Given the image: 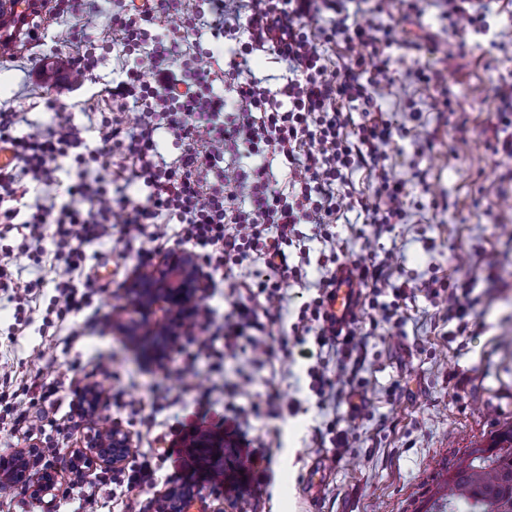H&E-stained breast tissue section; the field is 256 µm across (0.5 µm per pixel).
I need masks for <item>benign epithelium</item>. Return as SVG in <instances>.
<instances>
[{
    "instance_id": "1",
    "label": "benign epithelium",
    "mask_w": 512,
    "mask_h": 512,
    "mask_svg": "<svg viewBox=\"0 0 512 512\" xmlns=\"http://www.w3.org/2000/svg\"><path fill=\"white\" fill-rule=\"evenodd\" d=\"M131 298L127 316L114 322L135 344L151 338V347L143 352L152 365L162 360L164 346L174 341L180 318L188 314L198 293V259L187 248H175L146 273L133 275L127 285ZM131 448L130 435L119 428H95L87 435L86 450L67 456L66 464L76 470L91 471L96 466L118 467ZM0 483L24 486L35 496L54 492L56 470L47 468L39 474L30 472L27 457L0 456ZM198 492L191 488H173L164 499L166 512H188Z\"/></svg>"
}]
</instances>
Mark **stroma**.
<instances>
[{
    "mask_svg": "<svg viewBox=\"0 0 512 512\" xmlns=\"http://www.w3.org/2000/svg\"><path fill=\"white\" fill-rule=\"evenodd\" d=\"M114 0H98L102 34L95 43L54 42L57 30H79L78 14L53 16L49 36L31 50L0 57V112H22L29 126L46 129L54 109L68 110L82 142L95 146L96 132L111 100L105 89L118 67L110 17ZM409 13L406 0H349L360 25H394L396 42L380 47L391 57V83L375 89L369 103L345 104L354 136L367 114H383L393 126L385 145L391 182L404 186L402 223H372L354 200L378 204L368 169L350 170L349 197L332 227L335 243L304 239L291 246L302 263L303 283L279 278L261 260L211 272L203 268L197 306L209 308L207 327L187 318L175 348L143 368L112 325L117 309L130 303L126 282L135 270L133 249L120 232L84 243L82 274L102 288L88 313L46 321L55 294L53 244L40 264L20 258L22 281H40L36 299L17 310L0 291V375L13 383L55 380L59 394L33 431L36 447L51 455L31 457L39 471L58 470L55 494L43 497V512H76L77 500L60 495L75 482L90 486L98 512H154L168 490L201 491L192 512H426L436 499L438 472L466 449L485 446L512 424V157L501 150L512 125L498 94L512 84V0H490L482 32L453 26L448 0H422ZM88 69L77 77V57ZM440 71V83L414 78V71ZM388 257L391 280L407 286L399 327L382 320L390 290L366 300L354 325L360 362L346 370L338 392L320 395L319 378H335L343 358L335 344L318 346L299 327L301 311L319 295L329 259L354 263ZM281 279L279 317L260 334L275 354L255 361L250 349L228 348L224 327L248 287ZM439 279L451 294H432ZM239 282L230 292L229 282ZM469 306L465 319L448 312L449 296ZM209 343L195 371L177 372L180 347ZM98 392L94 413H85L79 393ZM276 398V416L255 415V406ZM205 418L214 449L206 475L190 473L191 448H168L182 426ZM127 431L132 450L155 469L153 486L126 491L102 483L99 471L80 473L64 459L82 449L92 426Z\"/></svg>",
    "mask_w": 512,
    "mask_h": 512,
    "instance_id": "obj_1",
    "label": "stroma"
}]
</instances>
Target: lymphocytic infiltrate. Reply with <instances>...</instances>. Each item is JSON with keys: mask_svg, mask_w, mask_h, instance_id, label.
<instances>
[{"mask_svg": "<svg viewBox=\"0 0 512 512\" xmlns=\"http://www.w3.org/2000/svg\"><path fill=\"white\" fill-rule=\"evenodd\" d=\"M209 2L207 12L199 0H145L140 10L122 7L113 12L122 66L112 81L113 115L102 119L94 149L81 151L69 115L59 114L56 128L18 137L13 133L17 113H0V141L11 147L16 160L0 173V224L24 216L29 237L18 250L0 254V290L10 300L27 302L33 291L32 283L14 276L18 256L33 257L34 246L48 240L66 253L54 268L53 309L61 318L79 314L96 286L93 279L74 276L83 259L82 244L120 231L127 243L137 244L136 267L145 271L153 266L157 244L167 240L173 219L181 225V244L190 246L212 271L255 255L269 268L302 281L306 273L291 263L288 249L300 238L303 224L320 239L331 240L328 228L339 219L347 172L354 168L368 169L386 198L384 209L375 212V223L401 219L403 190L388 181L382 150L391 137L389 123L369 120L355 140L343 136L350 122L343 102L368 96L363 68H329L318 49L319 43L339 36L365 48L389 46L395 42L394 26L373 29L349 22L345 0H247L249 13L242 25L230 19L236 0ZM322 7L335 13L334 24L308 29L310 13ZM173 13L180 22L170 28L165 20ZM204 25L215 39L228 41L225 60L212 51L176 60V48L188 44ZM243 30L248 33L244 39L239 36ZM261 49L273 51L285 63L288 78L283 85L271 86L248 68V55ZM145 65L153 72L152 81L140 77ZM217 81L223 82L224 95L214 94ZM131 105L142 112L133 126L124 119ZM228 111L232 120L222 121ZM159 131L182 148L173 162L156 152ZM116 153L147 185L146 204L114 196L99 181L83 178L67 187L65 200L24 206L30 192L56 185L60 161L72 158L87 167ZM243 157L256 158V165L242 168ZM272 159L284 170V180L270 174ZM336 278L332 269L321 278L308 318L320 325L317 343L340 340L348 359L354 338L338 337L325 311ZM273 316L271 309L259 314L239 304L235 322L224 328V339L232 345L246 342L256 356H271L260 333L263 319Z\"/></svg>", "mask_w": 512, "mask_h": 512, "instance_id": "1", "label": "lymphocytic infiltrate"}]
</instances>
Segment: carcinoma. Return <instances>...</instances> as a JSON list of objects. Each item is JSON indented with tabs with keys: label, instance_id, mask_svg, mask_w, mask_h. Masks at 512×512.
Wrapping results in <instances>:
<instances>
[{
	"label": "carcinoma",
	"instance_id": "obj_1",
	"mask_svg": "<svg viewBox=\"0 0 512 512\" xmlns=\"http://www.w3.org/2000/svg\"><path fill=\"white\" fill-rule=\"evenodd\" d=\"M440 487L442 512H512V425L451 461Z\"/></svg>",
	"mask_w": 512,
	"mask_h": 512
}]
</instances>
